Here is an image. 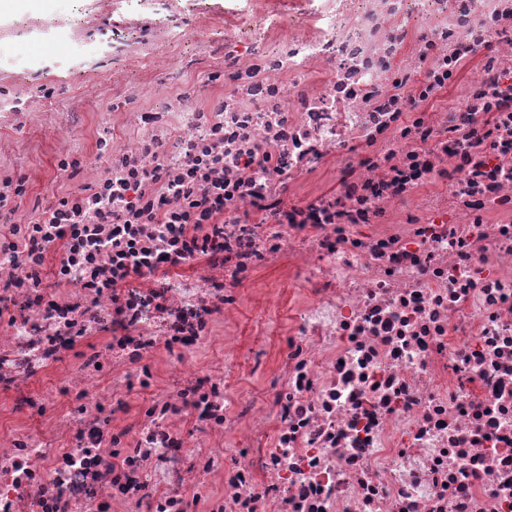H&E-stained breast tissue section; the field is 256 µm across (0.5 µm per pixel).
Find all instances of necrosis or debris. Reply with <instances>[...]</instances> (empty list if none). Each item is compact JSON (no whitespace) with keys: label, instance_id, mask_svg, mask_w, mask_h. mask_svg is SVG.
Returning <instances> with one entry per match:
<instances>
[{"label":"necrosis or debris","instance_id":"4bbe7bcc","mask_svg":"<svg viewBox=\"0 0 512 512\" xmlns=\"http://www.w3.org/2000/svg\"><path fill=\"white\" fill-rule=\"evenodd\" d=\"M178 2L0 0V512H512V0Z\"/></svg>","mask_w":512,"mask_h":512}]
</instances>
